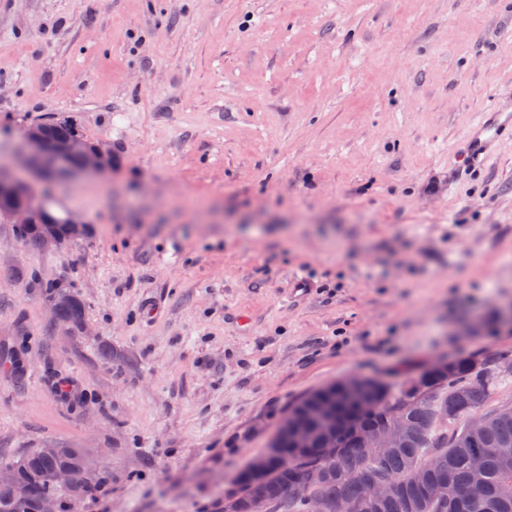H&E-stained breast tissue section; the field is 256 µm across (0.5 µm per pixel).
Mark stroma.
<instances>
[{
    "mask_svg": "<svg viewBox=\"0 0 512 512\" xmlns=\"http://www.w3.org/2000/svg\"><path fill=\"white\" fill-rule=\"evenodd\" d=\"M493 103L502 0H0V160L63 113L112 149L52 188L81 236L0 220V465L85 448L75 512H224L309 392L512 360V141L460 161ZM11 223L15 224L17 228H25L29 225L36 223V215L32 210L25 205H16L10 214ZM36 223L29 227L27 230L20 232L19 237L21 240L30 247H41L45 244L46 239L42 233L41 226ZM31 280L38 288L42 289V294L48 302H51L53 317L57 318V306L59 312L60 324L70 329H79L82 325L85 306L84 303L67 288H71L64 279L55 282H43L36 273L31 274Z\"/></svg>",
    "mask_w": 512,
    "mask_h": 512,
    "instance_id": "stroma-1",
    "label": "stroma"
}]
</instances>
